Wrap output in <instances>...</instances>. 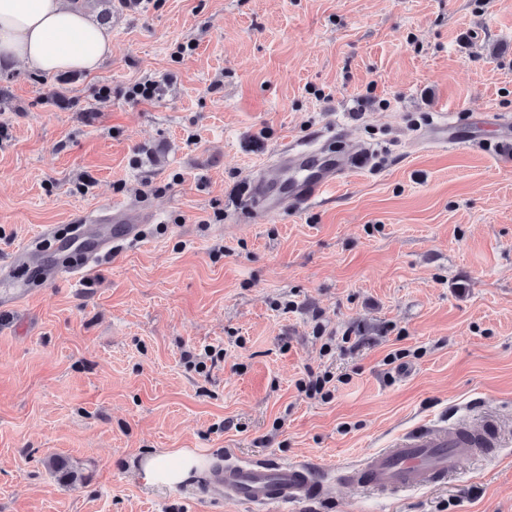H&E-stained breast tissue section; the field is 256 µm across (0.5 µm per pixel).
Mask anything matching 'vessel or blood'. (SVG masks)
Segmentation results:
<instances>
[{
	"label": "vessel or blood",
	"instance_id": "b4317fda",
	"mask_svg": "<svg viewBox=\"0 0 512 512\" xmlns=\"http://www.w3.org/2000/svg\"><path fill=\"white\" fill-rule=\"evenodd\" d=\"M481 123L492 129V141L462 133L458 122L443 113L425 128L424 135L441 148L475 151L487 146L502 158L512 157V119L487 112ZM336 137V131H321L307 140L288 142L276 153L271 175L257 173L245 180L239 205L257 215L270 216L297 213L324 200L342 179L365 166L369 154L363 146L349 151L335 146ZM111 211L112 233L101 232L88 221L75 224L73 235L61 243L60 251L79 253L84 262L46 268V282L65 278L77 281L89 275L100 260L112 256L123 244L139 239L144 224L152 220L148 213L141 220H131L119 202L112 204ZM38 263V248L23 247L10 264L0 267V277L10 278L14 267ZM497 444L498 429L490 418L477 427L466 422L452 427L430 423L401 434L390 447L340 469L337 476L348 485L380 494L432 485L453 474L461 459L491 458V450ZM205 484L213 499L244 502L255 512H265L270 505H295L317 495L322 488L307 464L264 460L217 462L206 473Z\"/></svg>",
	"mask_w": 512,
	"mask_h": 512
}]
</instances>
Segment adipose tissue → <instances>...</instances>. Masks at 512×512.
I'll use <instances>...</instances> for the list:
<instances>
[{"label": "adipose tissue", "instance_id": "1", "mask_svg": "<svg viewBox=\"0 0 512 512\" xmlns=\"http://www.w3.org/2000/svg\"><path fill=\"white\" fill-rule=\"evenodd\" d=\"M112 53V36L71 0H0V57L54 73L91 71ZM201 455L156 452L139 464L146 485L171 488L202 469Z\"/></svg>", "mask_w": 512, "mask_h": 512}]
</instances>
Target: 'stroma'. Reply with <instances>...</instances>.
<instances>
[{
  "label": "stroma",
  "mask_w": 512,
  "mask_h": 512,
  "mask_svg": "<svg viewBox=\"0 0 512 512\" xmlns=\"http://www.w3.org/2000/svg\"><path fill=\"white\" fill-rule=\"evenodd\" d=\"M109 26L91 73L0 57V265L47 225L57 261L55 238L115 201L157 215L85 281L0 283L20 296L0 328V512H250L196 476L148 487L138 463L187 448L332 474L490 414L498 461L270 512H512V161L417 141L437 108L512 116V0H117ZM159 76L164 95L128 99ZM338 122L369 168L296 214L228 208L276 149Z\"/></svg>",
  "instance_id": "stroma-1"
}]
</instances>
